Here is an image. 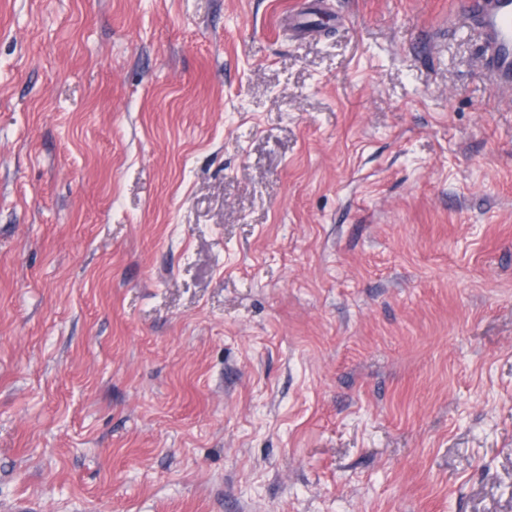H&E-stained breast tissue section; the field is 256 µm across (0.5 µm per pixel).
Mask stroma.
<instances>
[{"instance_id":"stroma-1","label":"stroma","mask_w":512,"mask_h":512,"mask_svg":"<svg viewBox=\"0 0 512 512\" xmlns=\"http://www.w3.org/2000/svg\"><path fill=\"white\" fill-rule=\"evenodd\" d=\"M455 2L0 0V512H512Z\"/></svg>"}]
</instances>
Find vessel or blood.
Segmentation results:
<instances>
[{
  "mask_svg": "<svg viewBox=\"0 0 512 512\" xmlns=\"http://www.w3.org/2000/svg\"><path fill=\"white\" fill-rule=\"evenodd\" d=\"M485 36L487 68L494 84L512 89V0H460Z\"/></svg>",
  "mask_w": 512,
  "mask_h": 512,
  "instance_id": "b4317fda",
  "label": "vessel or blood"
}]
</instances>
